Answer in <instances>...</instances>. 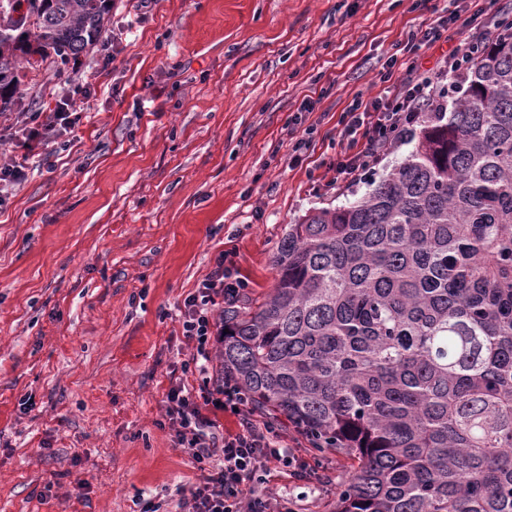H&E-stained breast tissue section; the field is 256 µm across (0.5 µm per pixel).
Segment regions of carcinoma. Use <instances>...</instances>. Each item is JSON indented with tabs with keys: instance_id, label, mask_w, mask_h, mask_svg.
Masks as SVG:
<instances>
[{
	"instance_id": "1",
	"label": "carcinoma",
	"mask_w": 512,
	"mask_h": 512,
	"mask_svg": "<svg viewBox=\"0 0 512 512\" xmlns=\"http://www.w3.org/2000/svg\"><path fill=\"white\" fill-rule=\"evenodd\" d=\"M112 0H0V112L21 61L98 44ZM426 112L366 197L288 225L274 287L224 309L219 372L318 462L331 512H512V36Z\"/></svg>"
}]
</instances>
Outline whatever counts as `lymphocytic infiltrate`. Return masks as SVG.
Listing matches in <instances>:
<instances>
[{
  "mask_svg": "<svg viewBox=\"0 0 512 512\" xmlns=\"http://www.w3.org/2000/svg\"><path fill=\"white\" fill-rule=\"evenodd\" d=\"M459 21L464 22L468 36L443 57L437 73L422 71L421 50L447 40ZM502 34L501 27L490 25L482 7L463 20L452 10L426 28L410 31L406 40L398 43L397 53L388 57L381 76L382 81H390L395 68H403L405 75L396 93L371 98L363 109H351L341 118L339 137L344 150L330 166L336 183L355 181L374 170L423 109L442 110L443 104L434 93L436 86L448 76L465 73ZM81 118L76 98L64 90L57 94L50 111L22 112L13 123L1 126L0 146L13 148L15 155L11 163L0 166V197L27 181L31 157L40 156L42 164H49V144L72 135ZM237 271L233 254H218L207 278L184 298L182 335L192 343L193 352L182 362V373H208L219 326L214 312L216 299L245 287ZM216 405L226 412H237L242 420L240 431L224 435L219 454L214 451L213 423L202 413L203 408ZM165 416L175 445L186 449L200 473L198 484L181 500L180 512H281L280 505L258 490L271 467L300 480L307 477V464L296 449L288 447L270 424L254 419L247 397L232 382L198 390L181 381L172 383L166 393Z\"/></svg>",
  "mask_w": 512,
  "mask_h": 512,
  "instance_id": "lymphocytic-infiltrate-1",
  "label": "lymphocytic infiltrate"
}]
</instances>
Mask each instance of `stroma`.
<instances>
[{
  "mask_svg": "<svg viewBox=\"0 0 512 512\" xmlns=\"http://www.w3.org/2000/svg\"><path fill=\"white\" fill-rule=\"evenodd\" d=\"M430 16L416 0H112L113 68L99 44L27 71L14 111H49L63 82L90 94L54 168L0 206V512H175L199 477L165 424L184 298L230 250L269 291L289 225L364 197L367 181L328 184L338 122L392 90L394 45ZM307 100L297 158L286 125ZM347 465L274 468L263 491L329 512Z\"/></svg>",
  "mask_w": 512,
  "mask_h": 512,
  "instance_id": "35a3bbf8",
  "label": "stroma"
}]
</instances>
